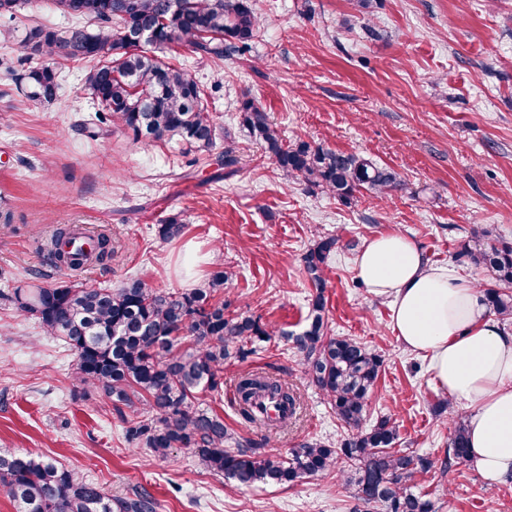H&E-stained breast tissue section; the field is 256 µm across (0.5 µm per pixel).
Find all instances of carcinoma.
I'll return each mask as SVG.
<instances>
[{
	"instance_id": "carcinoma-1",
	"label": "carcinoma",
	"mask_w": 512,
	"mask_h": 512,
	"mask_svg": "<svg viewBox=\"0 0 512 512\" xmlns=\"http://www.w3.org/2000/svg\"><path fill=\"white\" fill-rule=\"evenodd\" d=\"M54 0V7L74 19L65 31L44 26L29 29L18 42L20 59L41 54L47 62L19 75V90L30 101L58 99L59 70L66 64L84 70V90L102 111L84 127L102 130L114 124L133 134L134 141L155 146L174 139L187 150L210 153L216 148V126L203 107V88L186 68L166 63L153 49L185 47L202 57L222 59L248 47L261 25L251 0ZM152 30L153 42L138 46L129 36ZM241 123L260 143L285 176L350 202L367 189L385 196L399 185L388 167L353 154L284 142L268 113L245 96L238 108ZM216 162L234 172L235 147L224 146ZM177 217L157 225V235L171 241L185 232ZM79 228L60 229L47 247L51 264L78 271L90 263L104 264L118 253L119 242L100 232L89 251L72 250ZM337 240H314L303 256L304 270L316 288L306 329L293 337V349L311 382L348 428L334 448L306 440L282 455L230 432L224 419L199 403V394L224 389V362L243 361L273 332L258 316L226 313L229 304L219 293L225 274L214 272L207 286L189 292L161 291L139 278L119 287H45L33 281L12 289L15 309L39 320L43 330L60 338L76 358L75 379L82 396L98 395L111 402L132 445L166 457L173 448L190 452L201 465L238 485L293 483L305 476L336 473L356 488L365 504L381 512H435L434 504L415 491V479L439 468L440 474L468 461L471 447L465 416L449 400L439 403L453 423L448 455L436 464L428 457L396 447L398 425L389 415L364 426L370 393L383 359L361 341L330 335L325 318L324 270ZM458 258L490 270L504 284L485 288L490 311L512 321V244L495 243L492 228L473 231ZM189 344L182 345L185 337ZM266 399L281 410L275 419L262 418L255 402ZM241 418L256 427L288 425L297 410L296 392L265 371L242 374L234 390ZM131 414H126L125 410ZM0 487L17 512H155L145 491L114 499L97 484L51 459L30 453L0 452Z\"/></svg>"
}]
</instances>
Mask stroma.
<instances>
[{
    "mask_svg": "<svg viewBox=\"0 0 512 512\" xmlns=\"http://www.w3.org/2000/svg\"><path fill=\"white\" fill-rule=\"evenodd\" d=\"M252 3L263 23L247 49L217 62L184 48L161 52L195 75L219 135L237 151L236 172L221 180L211 159L189 166L176 141L145 148L118 125L89 137L82 122L96 107L80 68H63L58 99L39 105L0 65V450L53 459L115 498L148 491L157 512H353L354 488L332 474L244 488L185 450L161 460L129 445L111 403L79 395L71 352L3 299L34 277L78 288L138 277L188 291L224 271L231 312L261 317L274 335L247 360L225 362L212 408L229 431L282 453L307 439L336 446L347 431L289 336L306 326L316 293L302 257L316 235L338 237L324 272L332 333L384 360L368 418L393 416L399 447L444 459L451 425L436 406L445 393L397 340L389 305L357 279L354 259L367 239L399 232L431 262L494 287L456 255L486 225L512 242V0H370L363 11L350 0ZM36 24L62 30L71 20L52 0L0 18L21 37ZM246 94L287 142L363 156L395 170L400 187L382 198L364 190L349 204L307 191L242 126ZM173 216L185 233L161 241L156 227ZM67 224L109 230L123 248L82 271L52 267L44 247ZM261 369L300 397L295 418L272 434L244 423L230 403L240 374ZM417 490L436 512H512V483L487 484L469 465L421 475Z\"/></svg>",
    "mask_w": 512,
    "mask_h": 512,
    "instance_id": "35a3bbf8",
    "label": "stroma"
}]
</instances>
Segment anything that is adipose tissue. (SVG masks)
I'll return each mask as SVG.
<instances>
[{"label": "adipose tissue", "instance_id": "ef3b65f1", "mask_svg": "<svg viewBox=\"0 0 512 512\" xmlns=\"http://www.w3.org/2000/svg\"><path fill=\"white\" fill-rule=\"evenodd\" d=\"M354 268L373 296L389 302L398 341L425 358L451 398L473 405L466 424L475 469L491 483L511 477L512 333L480 290L396 232L368 239Z\"/></svg>", "mask_w": 512, "mask_h": 512}]
</instances>
